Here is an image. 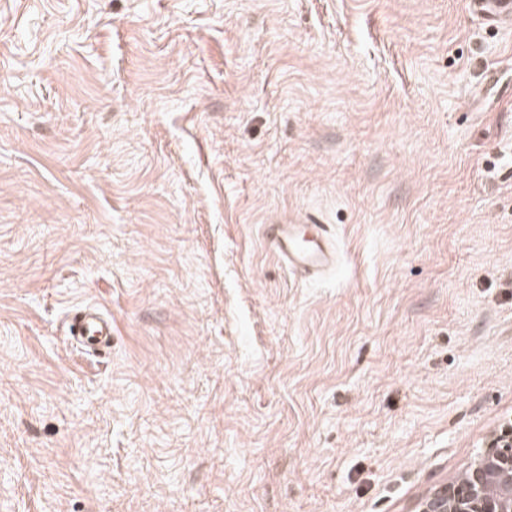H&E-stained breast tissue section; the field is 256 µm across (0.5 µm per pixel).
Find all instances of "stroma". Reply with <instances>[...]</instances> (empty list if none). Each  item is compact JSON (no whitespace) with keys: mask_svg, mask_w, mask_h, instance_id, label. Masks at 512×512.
<instances>
[{"mask_svg":"<svg viewBox=\"0 0 512 512\" xmlns=\"http://www.w3.org/2000/svg\"><path fill=\"white\" fill-rule=\"evenodd\" d=\"M511 418L512 27L0 0V512H412ZM309 233L310 238L305 235ZM264 240L279 261L309 277L334 272L336 247L324 224H266ZM83 315L75 316L72 335L87 351H93L109 345L112 337V320L94 307L82 309Z\"/></svg>","mask_w":512,"mask_h":512,"instance_id":"35a3bbf8","label":"stroma"}]
</instances>
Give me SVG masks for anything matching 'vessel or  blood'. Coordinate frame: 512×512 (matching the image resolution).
Returning a JSON list of instances; mask_svg holds the SVG:
<instances>
[{
    "instance_id": "1",
    "label": "vessel or blood",
    "mask_w": 512,
    "mask_h": 512,
    "mask_svg": "<svg viewBox=\"0 0 512 512\" xmlns=\"http://www.w3.org/2000/svg\"><path fill=\"white\" fill-rule=\"evenodd\" d=\"M469 4L490 22L512 20V0H469ZM263 235L270 250L287 267L311 277L336 269V248L324 225L268 224ZM72 334L82 347L93 351L109 345L112 322L97 308L88 306L74 318Z\"/></svg>"
}]
</instances>
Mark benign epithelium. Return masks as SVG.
Segmentation results:
<instances>
[{"instance_id":"1","label":"benign epithelium","mask_w":512,"mask_h":512,"mask_svg":"<svg viewBox=\"0 0 512 512\" xmlns=\"http://www.w3.org/2000/svg\"><path fill=\"white\" fill-rule=\"evenodd\" d=\"M415 512H512V420L485 443L464 481L434 488Z\"/></svg>"}]
</instances>
